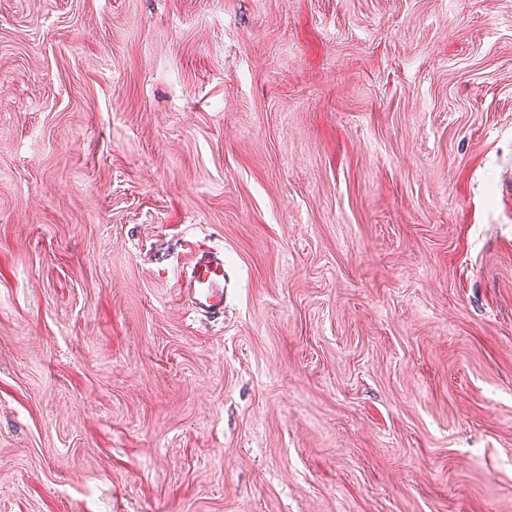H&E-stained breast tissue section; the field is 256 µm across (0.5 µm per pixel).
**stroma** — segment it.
<instances>
[{
  "label": "stroma",
  "mask_w": 512,
  "mask_h": 512,
  "mask_svg": "<svg viewBox=\"0 0 512 512\" xmlns=\"http://www.w3.org/2000/svg\"><path fill=\"white\" fill-rule=\"evenodd\" d=\"M0 512H512V0H0ZM190 269L186 293L191 309L197 314L222 317L224 295L237 286L235 270L224 264V251L213 249L196 256Z\"/></svg>",
  "instance_id": "35a3bbf8"
}]
</instances>
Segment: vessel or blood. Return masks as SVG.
Segmentation results:
<instances>
[{"label": "vessel or blood", "instance_id": "vessel-or-blood-1", "mask_svg": "<svg viewBox=\"0 0 512 512\" xmlns=\"http://www.w3.org/2000/svg\"><path fill=\"white\" fill-rule=\"evenodd\" d=\"M190 269L186 293L192 310L201 315L222 317L224 297L237 285L236 272L225 265L223 251L216 249L196 256Z\"/></svg>", "mask_w": 512, "mask_h": 512}]
</instances>
